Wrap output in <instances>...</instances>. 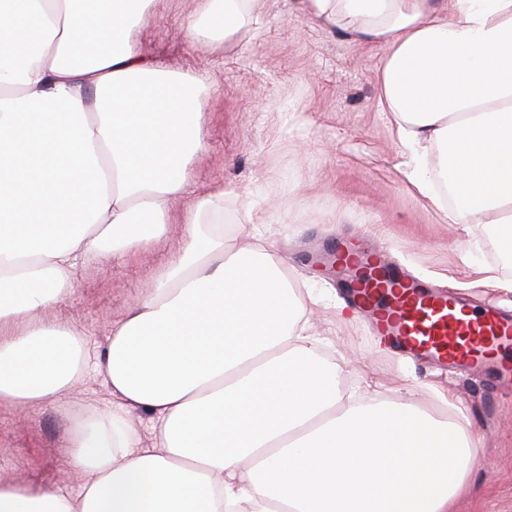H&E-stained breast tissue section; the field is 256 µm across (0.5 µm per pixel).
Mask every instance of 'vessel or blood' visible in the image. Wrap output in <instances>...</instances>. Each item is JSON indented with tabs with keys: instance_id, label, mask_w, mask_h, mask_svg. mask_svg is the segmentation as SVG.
<instances>
[{
	"instance_id": "b4317fda",
	"label": "vessel or blood",
	"mask_w": 512,
	"mask_h": 512,
	"mask_svg": "<svg viewBox=\"0 0 512 512\" xmlns=\"http://www.w3.org/2000/svg\"><path fill=\"white\" fill-rule=\"evenodd\" d=\"M336 269L346 271L344 301L367 312L380 342L468 373L489 360L512 365V321L485 311L464 315L458 299L388 261L369 234L340 237L330 248Z\"/></svg>"
}]
</instances>
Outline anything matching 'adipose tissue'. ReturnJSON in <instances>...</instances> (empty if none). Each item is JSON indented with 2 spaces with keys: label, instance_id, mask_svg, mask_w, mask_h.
<instances>
[{
  "label": "adipose tissue",
  "instance_id": "1",
  "mask_svg": "<svg viewBox=\"0 0 512 512\" xmlns=\"http://www.w3.org/2000/svg\"><path fill=\"white\" fill-rule=\"evenodd\" d=\"M152 0H0V402L61 406L78 328L36 319L79 260L148 245L204 146L196 79L137 46ZM263 0H199L188 32L237 33ZM381 46L410 185L512 252V0H301ZM179 258L112 326L111 414L69 415L78 498L0 483V512H452L477 462L455 420L346 392L308 298L275 253L224 223L217 188L185 208ZM150 414L137 445L130 411Z\"/></svg>",
  "mask_w": 512,
  "mask_h": 512
}]
</instances>
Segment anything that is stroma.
<instances>
[{
    "label": "stroma",
    "mask_w": 512,
    "mask_h": 512,
    "mask_svg": "<svg viewBox=\"0 0 512 512\" xmlns=\"http://www.w3.org/2000/svg\"><path fill=\"white\" fill-rule=\"evenodd\" d=\"M195 8V0H152L137 35L157 66L208 89L205 147L189 166L185 203L223 187L226 211L272 246L297 293L321 295L309 312L312 334L339 366L343 388L378 400L411 397L431 413L462 419L482 439L456 512H512V387L488 371L463 374L385 351L366 317L343 310L334 277L299 258L307 241L368 229L415 275L454 288L470 306L512 316V259L492 225L450 223L403 174L393 117L378 102L384 49L302 14L294 0H265L239 34L195 38L183 28ZM184 233L169 224L143 248L104 263L80 261L72 295L42 312V320L83 334L82 376L63 400L72 412L111 413L99 359L112 325L177 257ZM66 426L60 410L0 404V481L77 496Z\"/></svg>",
    "instance_id": "stroma-1"
}]
</instances>
